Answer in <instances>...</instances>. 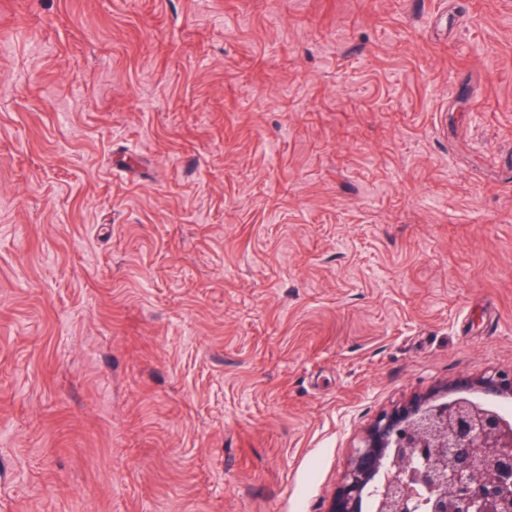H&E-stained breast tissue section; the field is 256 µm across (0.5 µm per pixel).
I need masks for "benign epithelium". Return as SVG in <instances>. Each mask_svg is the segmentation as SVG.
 Segmentation results:
<instances>
[{
  "label": "benign epithelium",
  "instance_id": "obj_1",
  "mask_svg": "<svg viewBox=\"0 0 512 512\" xmlns=\"http://www.w3.org/2000/svg\"><path fill=\"white\" fill-rule=\"evenodd\" d=\"M512 370L448 380L380 412L324 512H512Z\"/></svg>",
  "mask_w": 512,
  "mask_h": 512
}]
</instances>
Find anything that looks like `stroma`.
Here are the masks:
<instances>
[{"instance_id":"35a3bbf8","label":"stroma","mask_w":512,"mask_h":512,"mask_svg":"<svg viewBox=\"0 0 512 512\" xmlns=\"http://www.w3.org/2000/svg\"><path fill=\"white\" fill-rule=\"evenodd\" d=\"M512 369V0H0V512H323Z\"/></svg>"}]
</instances>
